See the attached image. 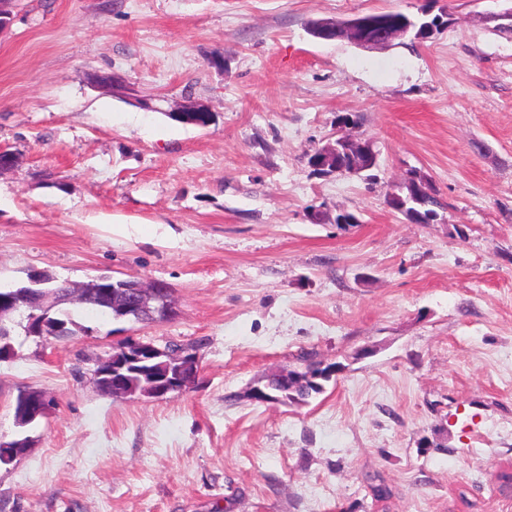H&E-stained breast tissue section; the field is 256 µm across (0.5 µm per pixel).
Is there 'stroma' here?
I'll use <instances>...</instances> for the list:
<instances>
[{
    "mask_svg": "<svg viewBox=\"0 0 512 512\" xmlns=\"http://www.w3.org/2000/svg\"><path fill=\"white\" fill-rule=\"evenodd\" d=\"M368 50L312 19L422 9ZM512 0H19L0 35V286L33 270L158 280L162 324L76 310L87 334H12L0 361V512H512ZM114 77L113 89L93 85ZM192 99L206 129L170 113ZM377 179L308 163L339 131ZM417 169L445 208L385 195ZM358 222L338 227L340 211ZM196 348L161 400L100 394L126 336ZM338 364L303 401L251 387ZM47 414L13 418L20 388ZM389 487L377 501L372 485Z\"/></svg>",
    "mask_w": 512,
    "mask_h": 512,
    "instance_id": "35a3bbf8",
    "label": "stroma"
}]
</instances>
